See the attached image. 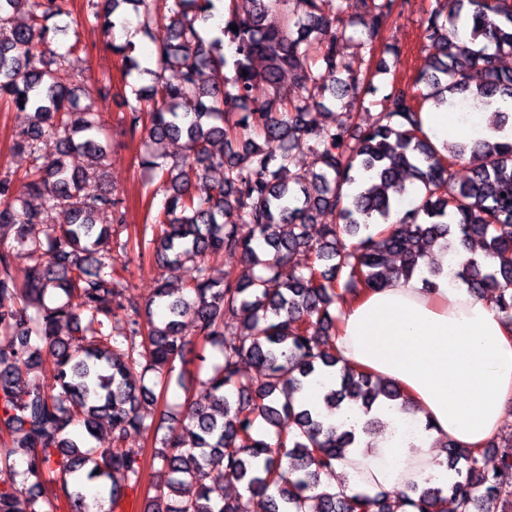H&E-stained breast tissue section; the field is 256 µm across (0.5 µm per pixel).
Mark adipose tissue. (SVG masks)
Masks as SVG:
<instances>
[{
	"mask_svg": "<svg viewBox=\"0 0 512 512\" xmlns=\"http://www.w3.org/2000/svg\"><path fill=\"white\" fill-rule=\"evenodd\" d=\"M422 129L436 148L496 139L512 142V121L494 131L485 112H424ZM342 363L400 386L415 409L389 404L371 413L337 411L334 425L359 441L338 470L351 490L406 491L448 485L455 474L439 462L438 441L470 448L500 433L512 409V324L486 298L439 276L426 287L421 276L388 282L344 304L336 336ZM386 424L367 435V416Z\"/></svg>",
	"mask_w": 512,
	"mask_h": 512,
	"instance_id": "obj_1",
	"label": "adipose tissue"
}]
</instances>
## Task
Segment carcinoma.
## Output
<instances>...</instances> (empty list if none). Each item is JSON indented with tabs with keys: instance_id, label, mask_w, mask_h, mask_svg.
I'll return each instance as SVG.
<instances>
[{
	"instance_id": "1",
	"label": "carcinoma",
	"mask_w": 512,
	"mask_h": 512,
	"mask_svg": "<svg viewBox=\"0 0 512 512\" xmlns=\"http://www.w3.org/2000/svg\"><path fill=\"white\" fill-rule=\"evenodd\" d=\"M227 19L207 37L199 29L216 10L215 0H102L87 14L105 32L125 26V4L142 37L166 26L169 37L156 50L154 67L142 65L136 45L112 43L128 76L150 75L149 86L131 85L124 122L145 141L184 140L172 164L149 153L142 165L159 180L163 207L136 237L138 254L153 253L167 265L195 264L185 290L158 284L141 305L112 288L117 258L128 256L122 239L123 200L103 189L80 197L85 172L67 162L99 160L102 110L81 105L67 84L64 57L45 61L55 19L69 14L67 0H0V101L31 111L15 135L14 148L32 166L23 177H0V512H90L84 480H112L108 509L115 512L124 489L136 485L142 451L127 447L130 432L146 433L143 405L157 396L146 383L152 374L168 387L184 385L188 342L184 318L195 323L201 350L221 359L188 393V422L170 428L152 461L161 479L147 512H250L263 496L268 512H395L382 495H348L322 486L353 431L327 415L345 403L364 412L384 399L409 410L403 392L363 370L338 368L336 304L391 279L443 273L429 253L437 245L459 256L452 279L489 297L512 323V142H460L439 152L424 134L419 113L428 106L456 104L482 111L497 100L512 101V71L498 65L512 53V0H445L421 21L423 42L436 48L412 84L392 86L377 116L357 123L350 136L336 112L331 122L309 119L311 106L343 102L352 107L360 75L336 77L342 68L340 38L333 24L343 0H226ZM406 0H371L361 19L363 45L375 72L390 70L398 57L375 40L401 14ZM24 14L27 22H16ZM468 41L458 39L461 21ZM236 25L237 30L230 29ZM233 47L224 53V45ZM232 71L220 80L221 68ZM298 85L281 90L284 73ZM59 141L58 157L41 154L43 138ZM309 144L315 169L295 170L294 149ZM467 164L470 176L455 181L453 169ZM213 170L221 180L206 196L192 187ZM416 205L399 222L373 235L372 219L388 221L405 195ZM42 197L32 209L27 198ZM235 211L239 223H224ZM326 214L329 220L318 219ZM36 225L41 234L33 233ZM239 253L258 272L248 278L210 276L209 257ZM300 253L301 267L289 265ZM400 257L390 267L387 256ZM26 266L14 267L17 256ZM163 311L153 319L154 308ZM123 312L127 326L112 327ZM239 321L230 330L228 322ZM72 323L84 345L60 335ZM51 357L52 381L28 372L42 355ZM255 364L259 377L241 374ZM336 376L323 408L297 398L309 380ZM263 420L273 435L255 432ZM112 446L92 443L102 424ZM448 469L459 480L448 487H412L402 495L410 512H512V485L483 467L490 452L512 470V434L483 449L439 443ZM25 478L17 482L18 462ZM214 470L243 485L245 493L212 499L206 479Z\"/></svg>"
}]
</instances>
